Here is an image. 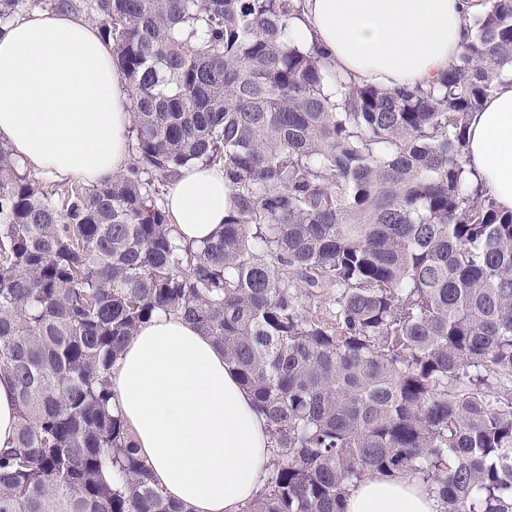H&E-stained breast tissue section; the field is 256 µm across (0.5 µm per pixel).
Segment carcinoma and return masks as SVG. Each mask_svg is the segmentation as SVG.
I'll return each mask as SVG.
<instances>
[{
  "label": "carcinoma",
  "mask_w": 512,
  "mask_h": 512,
  "mask_svg": "<svg viewBox=\"0 0 512 512\" xmlns=\"http://www.w3.org/2000/svg\"><path fill=\"white\" fill-rule=\"evenodd\" d=\"M459 62L389 91L291 36L302 0H0L86 14L130 89L134 162L49 188L0 143V374L18 429L0 512H185L154 487L112 365L179 312L224 346L274 445L240 512H343L412 471L447 512H512V212L467 177L466 129L512 80V0H482ZM224 169L210 240L173 235L162 187ZM336 289L335 316L307 303Z\"/></svg>",
  "instance_id": "1"
}]
</instances>
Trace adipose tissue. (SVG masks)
<instances>
[{
    "mask_svg": "<svg viewBox=\"0 0 512 512\" xmlns=\"http://www.w3.org/2000/svg\"><path fill=\"white\" fill-rule=\"evenodd\" d=\"M478 0H304L299 44H319L356 83L429 86L457 62ZM127 84L97 29L35 10L0 31V138L22 168L92 186L129 159ZM468 172L512 211V80L499 84L466 130ZM232 206L217 167L189 165L167 188L178 241L213 236ZM111 387L150 479L185 512H239L266 477L271 439L224 349L181 315L141 324ZM417 474H370L344 512H441Z\"/></svg>",
    "mask_w": 512,
    "mask_h": 512,
    "instance_id": "obj_1",
    "label": "adipose tissue"
}]
</instances>
